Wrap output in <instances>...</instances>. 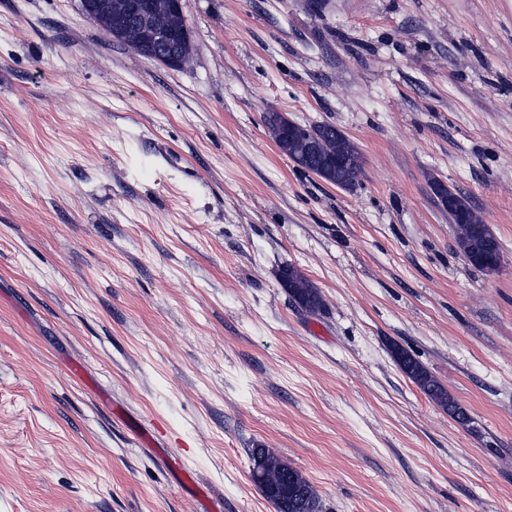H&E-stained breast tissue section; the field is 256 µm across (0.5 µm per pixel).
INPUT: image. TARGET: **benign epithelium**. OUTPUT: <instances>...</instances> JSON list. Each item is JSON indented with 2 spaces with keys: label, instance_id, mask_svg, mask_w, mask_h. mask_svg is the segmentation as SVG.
I'll list each match as a JSON object with an SVG mask.
<instances>
[{
  "label": "benign epithelium",
  "instance_id": "benign-epithelium-1",
  "mask_svg": "<svg viewBox=\"0 0 512 512\" xmlns=\"http://www.w3.org/2000/svg\"><path fill=\"white\" fill-rule=\"evenodd\" d=\"M83 15L109 40L148 57L168 69H181L193 58L195 45L182 0H79ZM290 142L292 161L311 174L315 166L313 142L300 124Z\"/></svg>",
  "mask_w": 512,
  "mask_h": 512
}]
</instances>
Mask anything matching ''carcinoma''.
<instances>
[{
  "mask_svg": "<svg viewBox=\"0 0 512 512\" xmlns=\"http://www.w3.org/2000/svg\"><path fill=\"white\" fill-rule=\"evenodd\" d=\"M264 122L269 127L271 136L283 154H288L285 147L280 114L268 112ZM316 137L313 138L317 152L328 159L344 157L345 146L336 132V126L330 123L313 124ZM432 190L441 209L448 213V221L457 225L456 240L460 250H465L469 233L483 238L491 231L483 224L466 199L459 193L448 189L440 181L432 182ZM279 280L288 283L285 292L289 299L301 310L319 312L323 301L318 288L294 266L286 264L279 270ZM392 356L400 369L419 387L432 402L457 415V421L463 425L472 423L454 397L418 360L408 351L395 345ZM251 480L274 506L276 512H322L321 497L317 489L300 471L283 460L273 449L258 444L250 450Z\"/></svg>",
  "mask_w": 512,
  "mask_h": 512,
  "instance_id": "obj_1",
  "label": "carcinoma"
}]
</instances>
